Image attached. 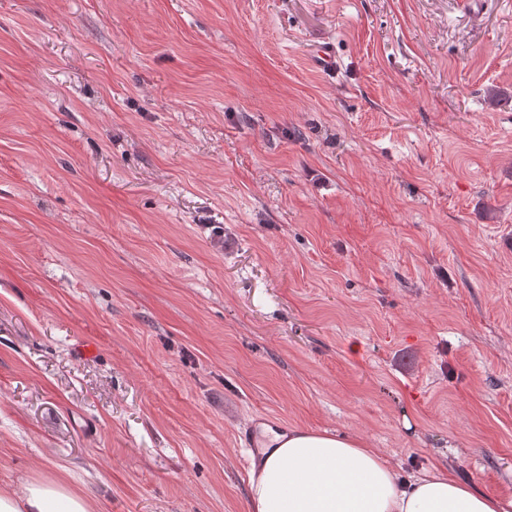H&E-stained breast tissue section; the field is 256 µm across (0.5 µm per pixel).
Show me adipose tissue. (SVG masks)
I'll return each instance as SVG.
<instances>
[{"label":"adipose tissue","mask_w":512,"mask_h":512,"mask_svg":"<svg viewBox=\"0 0 512 512\" xmlns=\"http://www.w3.org/2000/svg\"><path fill=\"white\" fill-rule=\"evenodd\" d=\"M250 475L251 512H512L447 471L401 477L356 439L304 430L273 435ZM0 512H91L89 501L57 481L0 493Z\"/></svg>","instance_id":"ef3b65f1"}]
</instances>
